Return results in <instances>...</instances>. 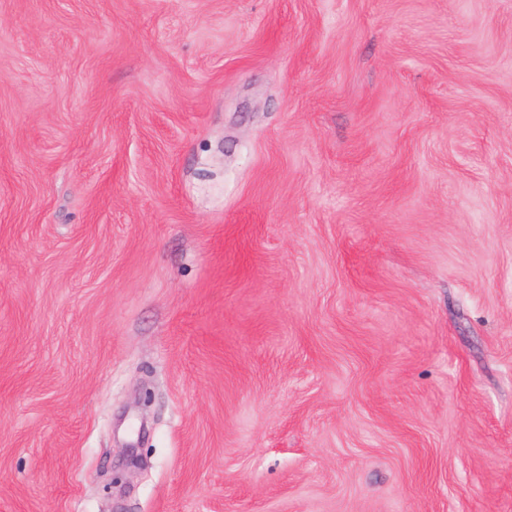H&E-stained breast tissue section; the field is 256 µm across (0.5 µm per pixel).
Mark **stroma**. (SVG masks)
<instances>
[{
	"label": "stroma",
	"instance_id": "35a3bbf8",
	"mask_svg": "<svg viewBox=\"0 0 512 512\" xmlns=\"http://www.w3.org/2000/svg\"><path fill=\"white\" fill-rule=\"evenodd\" d=\"M0 512H512V0H0Z\"/></svg>",
	"mask_w": 512,
	"mask_h": 512
}]
</instances>
